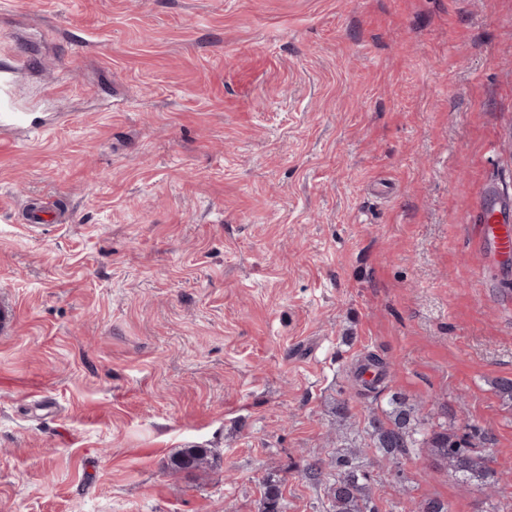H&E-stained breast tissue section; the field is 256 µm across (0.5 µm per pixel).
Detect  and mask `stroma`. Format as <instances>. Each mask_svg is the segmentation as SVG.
<instances>
[{
	"label": "stroma",
	"instance_id": "stroma-1",
	"mask_svg": "<svg viewBox=\"0 0 512 512\" xmlns=\"http://www.w3.org/2000/svg\"><path fill=\"white\" fill-rule=\"evenodd\" d=\"M26 53L48 128L0 146V512H261L267 476L326 512L306 468L351 451L381 512H483L368 421L447 406L512 473L483 231L512 225V0H0V60ZM39 199L66 223L24 224ZM212 456L208 448H182L171 458V469L188 474L204 471L209 467Z\"/></svg>",
	"mask_w": 512,
	"mask_h": 512
}]
</instances>
